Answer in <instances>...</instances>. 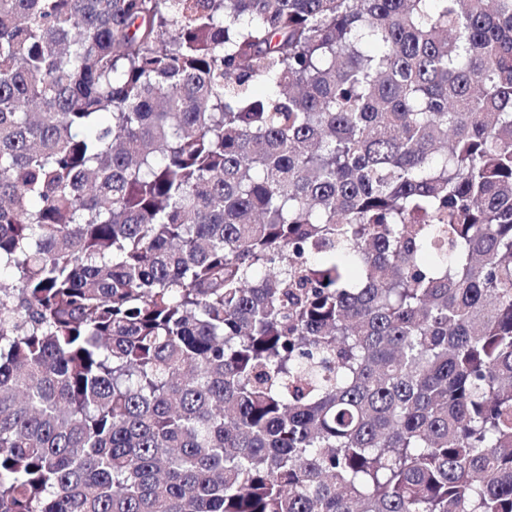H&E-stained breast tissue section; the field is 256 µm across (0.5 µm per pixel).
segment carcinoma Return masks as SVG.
I'll return each mask as SVG.
<instances>
[{"mask_svg":"<svg viewBox=\"0 0 512 512\" xmlns=\"http://www.w3.org/2000/svg\"><path fill=\"white\" fill-rule=\"evenodd\" d=\"M0 512H512V0H0Z\"/></svg>","mask_w":512,"mask_h":512,"instance_id":"cac0c4a2","label":"carcinoma"}]
</instances>
